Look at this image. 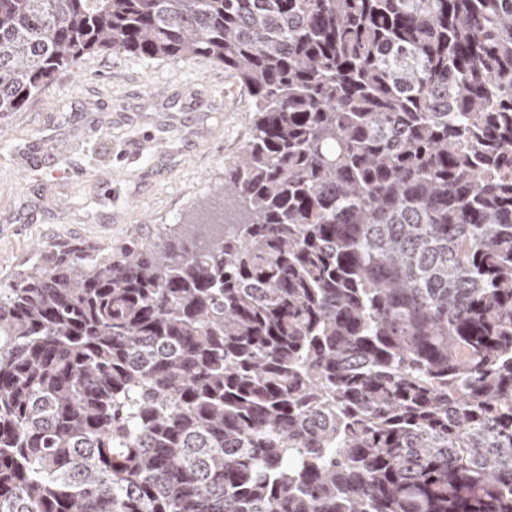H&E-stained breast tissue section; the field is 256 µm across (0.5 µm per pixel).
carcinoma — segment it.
Returning a JSON list of instances; mask_svg holds the SVG:
<instances>
[{
    "mask_svg": "<svg viewBox=\"0 0 512 512\" xmlns=\"http://www.w3.org/2000/svg\"><path fill=\"white\" fill-rule=\"evenodd\" d=\"M224 65L232 218L0 289V512H512V0H0V119Z\"/></svg>",
    "mask_w": 512,
    "mask_h": 512,
    "instance_id": "cac0c4a2",
    "label": "carcinoma"
}]
</instances>
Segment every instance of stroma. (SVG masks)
Returning <instances> with one entry per match:
<instances>
[{"mask_svg":"<svg viewBox=\"0 0 512 512\" xmlns=\"http://www.w3.org/2000/svg\"><path fill=\"white\" fill-rule=\"evenodd\" d=\"M223 64L89 54L0 121V288L42 250L106 253L174 224L252 132ZM95 168L106 181L78 178Z\"/></svg>","mask_w":512,"mask_h":512,"instance_id":"1","label":"stroma"}]
</instances>
